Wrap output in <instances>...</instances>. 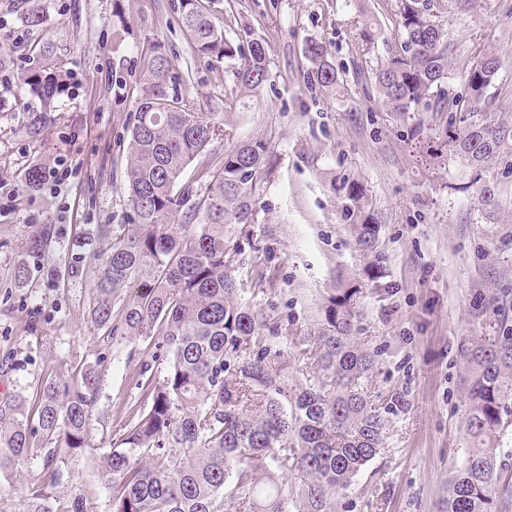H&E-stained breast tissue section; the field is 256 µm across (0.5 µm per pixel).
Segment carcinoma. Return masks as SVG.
Listing matches in <instances>:
<instances>
[{
	"label": "carcinoma",
	"mask_w": 512,
	"mask_h": 512,
	"mask_svg": "<svg viewBox=\"0 0 512 512\" xmlns=\"http://www.w3.org/2000/svg\"><path fill=\"white\" fill-rule=\"evenodd\" d=\"M479 0H391L387 13L403 33L397 50L375 59L372 77L382 102L413 121L417 140L436 122L426 153L443 149L474 169L479 181L493 164L512 157V124L491 110L488 90L501 66L494 51L465 70L464 90L448 96L450 9L466 12ZM22 21H46L42 0H18ZM180 21L197 55L240 59L233 75L245 92L269 79L261 41L244 29L231 40L204 0H180ZM383 37L365 26L350 47L361 58ZM22 84L37 101L25 131L38 137L54 118L69 83L66 59L50 43ZM307 81L329 97L344 80L326 45L305 43ZM143 83L129 122L125 189L129 223L102 224L106 248L81 253L67 267L73 277L93 267L89 303L94 326L111 339L154 344L170 356L163 379L139 372L145 396L130 429L101 466L112 512H335L331 493L346 488L384 445L387 419L368 392L375 356L354 340L356 288L330 297L325 322L310 351L305 383L293 387L280 354L262 343L258 316L238 299L235 247L224 228L253 224L256 198L271 171L267 143L239 142L212 165L197 164L206 148L231 136L227 119L191 108L168 84L179 83L161 48L140 54ZM355 215L360 250L377 248L380 224L367 214L359 182L344 185ZM468 369L466 432L472 448L448 484L445 512H499L512 483L498 465L500 441L512 425V324L499 312L464 351ZM97 363L57 369L39 380L32 398L0 405V473L33 458L41 469L26 494V512H82L60 505L66 454L86 445L97 402ZM301 481L288 497L284 479Z\"/></svg>",
	"instance_id": "cac0c4a2"
}]
</instances>
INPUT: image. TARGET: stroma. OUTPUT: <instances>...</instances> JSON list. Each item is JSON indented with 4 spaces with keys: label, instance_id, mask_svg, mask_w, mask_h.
<instances>
[{
    "label": "stroma",
    "instance_id": "obj_1",
    "mask_svg": "<svg viewBox=\"0 0 512 512\" xmlns=\"http://www.w3.org/2000/svg\"><path fill=\"white\" fill-rule=\"evenodd\" d=\"M386 0H212L228 38L253 27L267 50L270 76L255 92L237 89L234 59L192 54L177 21L179 0H44L46 22L24 28L15 0H0V48L11 51L10 82H0V400L32 394L63 365L99 361L100 389L87 425V445L71 453L65 502L82 496L86 512H112L101 459L125 432L141 397L137 371L164 377L166 360L141 341H100L88 320L93 272L53 277L72 255L100 251V224H124V154L141 78L140 53L160 44L183 77L178 94L195 111L228 117L235 139L258 138L272 169L255 223L231 225L240 299L260 319L259 332L280 351L289 384L299 383L304 350L324 320L336 289L358 287L356 340L377 356L370 394L378 406L392 395L405 405L388 414L385 444L336 495V512H442L448 482L463 464L467 365L461 347L477 336L494 307H512V163L497 162L486 183L495 207L482 206L472 172L451 155L431 159L408 139L409 122L389 112L370 65L348 47L363 21L386 37L376 55L402 40L387 19ZM123 24H116L115 13ZM455 89L472 56L487 49L504 60L492 108L512 117V0H481L447 18ZM23 28L14 43L12 31ZM324 42L344 79L334 99L307 82L306 40ZM51 42L78 83L54 120L28 137L30 98L21 83L36 45ZM68 154L79 170L57 192L27 191L37 160ZM357 180L381 222L375 255L356 244L353 217L339 186ZM467 191H459V184ZM46 230L38 266L25 287L15 267L27 242ZM378 279L367 276L369 266Z\"/></svg>",
    "mask_w": 512,
    "mask_h": 512
}]
</instances>
